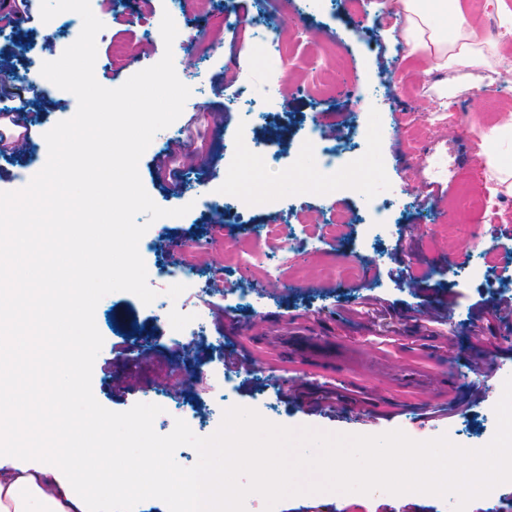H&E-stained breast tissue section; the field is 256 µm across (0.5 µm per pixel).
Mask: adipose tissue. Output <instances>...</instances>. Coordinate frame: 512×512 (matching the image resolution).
Segmentation results:
<instances>
[{
	"label": "adipose tissue",
	"instance_id": "1",
	"mask_svg": "<svg viewBox=\"0 0 512 512\" xmlns=\"http://www.w3.org/2000/svg\"><path fill=\"white\" fill-rule=\"evenodd\" d=\"M403 36L414 51L427 55L438 70L486 67L505 60L512 40H486L464 0H400ZM482 157L498 182H512V167L505 165L501 148L512 139V114L479 128ZM57 432L76 431L81 440L110 458L114 444L103 419L89 412L74 422L68 406L55 408ZM14 449L0 451V512H112L124 485L101 480L96 469L83 466L75 449L65 446L42 452L35 464L15 460Z\"/></svg>",
	"mask_w": 512,
	"mask_h": 512
}]
</instances>
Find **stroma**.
Returning a JSON list of instances; mask_svg holds the SVG:
<instances>
[{
  "label": "stroma",
  "instance_id": "stroma-1",
  "mask_svg": "<svg viewBox=\"0 0 512 512\" xmlns=\"http://www.w3.org/2000/svg\"><path fill=\"white\" fill-rule=\"evenodd\" d=\"M104 28L96 38L95 77L104 87L121 86L134 71L164 54L160 22L170 0H90ZM266 0H201L174 15L181 37L173 47L176 72L186 73L191 95L180 117L159 131L140 161V178L163 208L188 206L181 217H164L139 242L148 284L163 291L164 307L152 310L133 293L105 295L95 311L104 343L92 372L95 399L124 412L139 402L160 405L154 429L172 431L179 407L194 415L188 424L200 437L212 435L225 410L242 406L266 420L329 433L378 435L402 430L416 441L447 435L457 445L480 448L496 431L494 406L512 375V321L486 329L496 337V357L471 344L479 315L478 291L506 262L512 245V195L499 194L498 213L464 211L466 199L492 187L479 152L462 154L454 190L422 203L428 148L458 141L462 132L512 112V60L494 68L429 70L422 54L402 37L394 0H292L287 61L255 37L250 20L267 14ZM21 26L0 22V56L9 61L26 97L46 108L32 112L33 138L16 160L0 158V191H17L40 171L46 133L77 110L65 90L44 89L36 79L42 64L58 59L76 35L70 17L59 21L56 43L44 39L39 8ZM341 39V56L323 53L321 39ZM129 52L133 67L113 63ZM346 74L344 101L328 98L320 70ZM276 98H269L270 85ZM374 113L376 127L352 126L346 102ZM446 111H437V104ZM294 123L287 144L263 139L264 124L280 117ZM430 119L417 131L419 119ZM193 125L199 136L186 141ZM324 130V144L357 148L378 157L381 170L344 172L358 193L328 183L314 188L308 176L321 172L322 154L306 138L309 126ZM174 151L186 170L179 192L157 179V153ZM250 193L242 208L224 203L235 190ZM348 218L338 241L309 252L308 275L297 277L287 243L272 244L257 225H287L290 236L318 228L322 215ZM467 214V234L448 225ZM196 245L197 282L170 285L168 266L187 245ZM280 265L283 281L255 279L252 302L234 290L244 272L234 259L241 250ZM356 276L343 274L346 266ZM439 310L444 322L425 331L422 321ZM194 323L200 332L186 355L167 339L170 323ZM304 329L359 350L357 360L338 366L340 382L321 368L281 353L273 337ZM124 356L113 360V348ZM495 373L483 378L486 364ZM454 498L436 495L302 494L279 501L274 512H453Z\"/></svg>",
  "mask_w": 512,
  "mask_h": 512
}]
</instances>
